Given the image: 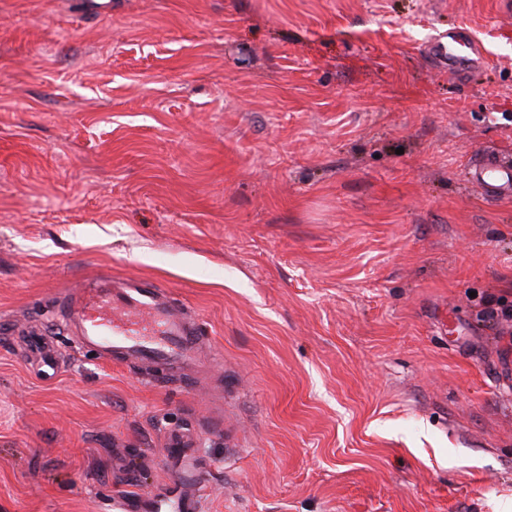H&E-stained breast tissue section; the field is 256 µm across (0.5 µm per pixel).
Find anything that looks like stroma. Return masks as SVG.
<instances>
[{
    "label": "stroma",
    "mask_w": 512,
    "mask_h": 512,
    "mask_svg": "<svg viewBox=\"0 0 512 512\" xmlns=\"http://www.w3.org/2000/svg\"><path fill=\"white\" fill-rule=\"evenodd\" d=\"M470 29L484 62L437 68ZM512 0H0V315L100 272L170 289L211 366L153 381L0 338V512H512ZM224 387L223 428L206 429ZM462 46L467 51H463ZM427 52L439 62L441 69H448L453 73H465L480 59L479 47L470 40L468 31L464 28L448 32L428 46ZM470 179L482 193L494 200L512 198V163L496 157H487L469 172ZM197 447L190 435L176 432L172 436V448H177L183 457H189L191 463L174 472V494L164 491L122 496L113 501L114 512H197L199 501L193 489L199 483L201 466L191 449Z\"/></svg>",
    "instance_id": "obj_1"
}]
</instances>
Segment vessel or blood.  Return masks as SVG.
<instances>
[{
	"mask_svg": "<svg viewBox=\"0 0 512 512\" xmlns=\"http://www.w3.org/2000/svg\"><path fill=\"white\" fill-rule=\"evenodd\" d=\"M441 68L466 72L480 51L466 29L448 32L428 48ZM470 179L494 200L512 198V162L488 157L474 166ZM63 334L82 349L116 359L166 380L201 368L202 327L199 318L168 289L147 278L118 279L102 272L63 290L53 300ZM42 365L57 368V342L47 331L35 339ZM201 475L199 461L177 470L174 492L143 493L113 501L114 512H198L194 491Z\"/></svg>",
	"mask_w": 512,
	"mask_h": 512,
	"instance_id": "1",
	"label": "vessel or blood"
}]
</instances>
